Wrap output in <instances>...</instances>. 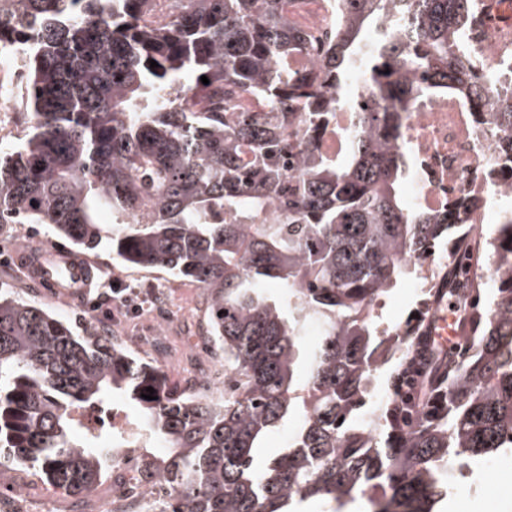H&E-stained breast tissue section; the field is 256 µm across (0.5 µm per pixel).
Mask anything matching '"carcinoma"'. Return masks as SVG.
I'll return each instance as SVG.
<instances>
[{"label":"carcinoma","instance_id":"carcinoma-1","mask_svg":"<svg viewBox=\"0 0 512 512\" xmlns=\"http://www.w3.org/2000/svg\"><path fill=\"white\" fill-rule=\"evenodd\" d=\"M305 2L171 0L159 23L155 0H0V50L21 56L30 116L21 142L0 148V224H45L79 254L106 246L197 284L227 376L219 399L181 392L108 330L76 335L0 293V457L81 499L115 449L146 448V472L172 490L161 512H301L309 500L349 512L367 493L374 512H434L451 471L512 449V276L489 285L461 377L441 378L437 350L422 401L382 412L375 435L360 414L393 340L372 312L412 273L406 257L459 232L409 206L392 130L431 95L484 99L465 42L476 0H334L336 36L301 73L288 60L311 40L291 14ZM357 72L362 128L334 158L298 149L295 178L283 124L236 104L250 92L316 123ZM489 249L512 271V212ZM116 398L144 434L83 428L80 415ZM294 416L288 447L258 459Z\"/></svg>","mask_w":512,"mask_h":512}]
</instances>
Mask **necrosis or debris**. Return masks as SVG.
Wrapping results in <instances>:
<instances>
[{"label":"necrosis or debris","mask_w":512,"mask_h":512,"mask_svg":"<svg viewBox=\"0 0 512 512\" xmlns=\"http://www.w3.org/2000/svg\"><path fill=\"white\" fill-rule=\"evenodd\" d=\"M482 25L474 34L472 72L486 83L483 102L465 98L431 97L403 113L397 143L408 156L413 208L431 210L445 224H495L512 201V128L500 125L490 107L512 102V0H478ZM359 114L341 107L322 123L310 124L303 112L293 113L289 141L300 147L316 143L328 157L346 145ZM484 235L462 234L452 245L409 258L422 292L410 327L403 336H422L435 308L445 307L446 272L454 268L472 284L489 283L498 272L484 247ZM13 495L31 512H152L161 488L149 481L134 448L121 449L104 485L82 503L60 510L55 496L33 484L13 482Z\"/></svg>","instance_id":"obj_1"}]
</instances>
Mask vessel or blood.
Listing matches in <instances>:
<instances>
[{
    "label": "vessel or blood",
    "mask_w": 512,
    "mask_h": 512,
    "mask_svg": "<svg viewBox=\"0 0 512 512\" xmlns=\"http://www.w3.org/2000/svg\"><path fill=\"white\" fill-rule=\"evenodd\" d=\"M22 270L52 297H77L86 292L93 277L91 264L83 257H75L67 249L49 246L36 259L17 257Z\"/></svg>",
    "instance_id": "vessel-or-blood-1"
}]
</instances>
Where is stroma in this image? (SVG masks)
Here are the masks:
<instances>
[{
  "instance_id": "35a3bbf8",
  "label": "stroma",
  "mask_w": 512,
  "mask_h": 512,
  "mask_svg": "<svg viewBox=\"0 0 512 512\" xmlns=\"http://www.w3.org/2000/svg\"><path fill=\"white\" fill-rule=\"evenodd\" d=\"M37 238L42 244H53L54 238L42 224H0V290L18 296L25 301L67 319L78 334L93 333L103 320L122 315L130 333H137L139 325L150 319L155 311V298H162L167 306L171 332L165 349L140 350L141 358L158 363L167 374L170 385L185 388L197 374L196 363L186 349L189 341L188 329L195 322L203 320L205 298L196 284L180 281L167 273L157 270L133 269L121 266L112 258L108 249H100L92 254L96 263V279L89 290L88 300H73L59 304L57 299L48 297L42 290L31 289L27 279L13 264L4 260L9 251L14 250L17 241ZM141 288L147 298L141 309H118L115 301L103 302L101 309H92L91 300L101 297L113 283ZM440 512H512V497L498 498L492 493L491 484L486 478L477 482H465L457 486L446 501L438 505Z\"/></svg>"
}]
</instances>
